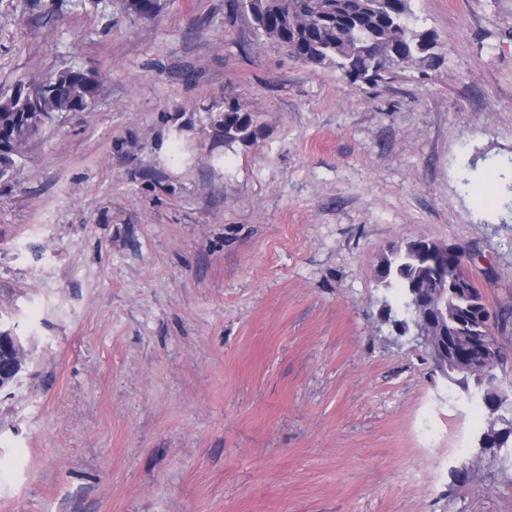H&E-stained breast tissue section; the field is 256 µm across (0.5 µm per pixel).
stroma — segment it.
Returning a JSON list of instances; mask_svg holds the SVG:
<instances>
[{
  "label": "stroma",
  "instance_id": "obj_1",
  "mask_svg": "<svg viewBox=\"0 0 512 512\" xmlns=\"http://www.w3.org/2000/svg\"><path fill=\"white\" fill-rule=\"evenodd\" d=\"M162 4L0 0L1 88L106 85L0 182V329L30 353L0 391V512H512V438L480 449L375 277L392 246H459L512 397V0H411L440 65L375 87L225 0ZM219 97L263 127L221 166ZM121 8L137 18L152 20L163 8L161 0H120Z\"/></svg>",
  "mask_w": 512,
  "mask_h": 512
}]
</instances>
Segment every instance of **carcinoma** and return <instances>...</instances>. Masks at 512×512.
<instances>
[{
  "label": "carcinoma",
  "mask_w": 512,
  "mask_h": 512,
  "mask_svg": "<svg viewBox=\"0 0 512 512\" xmlns=\"http://www.w3.org/2000/svg\"><path fill=\"white\" fill-rule=\"evenodd\" d=\"M121 8L140 19L152 20L161 0H120ZM229 12L251 16L258 38L272 40L289 56L312 68H334L351 83H387L401 70L438 59L436 35L420 29L411 0H227ZM104 94L102 78L91 69L65 66L27 83L19 81L0 89V181L13 177L19 159L40 129L64 113L85 112ZM208 111L213 145L250 144L261 133L247 106L234 100H214ZM422 238L397 245L382 256L376 270L379 284L394 291L402 320L401 332L419 328L412 315L415 301L435 302L454 328L458 365L441 363L436 369L463 390L480 386L485 372L478 346L472 341L484 334L490 314L480 288L472 282L456 284L457 271H434L419 259ZM507 427L489 425L481 438L484 448H501L512 436V420L500 416Z\"/></svg>",
  "instance_id": "1"
}]
</instances>
